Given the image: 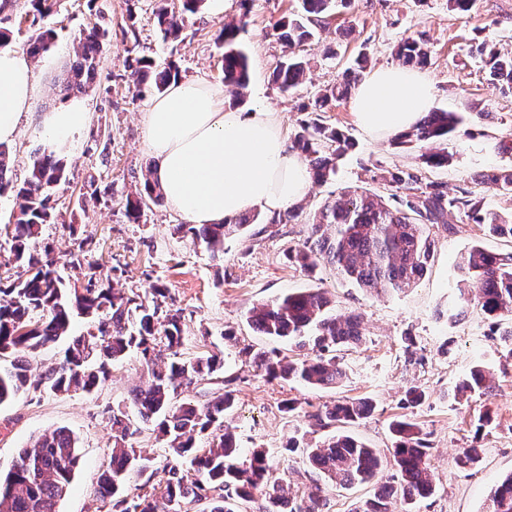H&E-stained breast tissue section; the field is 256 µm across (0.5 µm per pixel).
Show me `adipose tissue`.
<instances>
[{
	"instance_id": "obj_1",
	"label": "adipose tissue",
	"mask_w": 512,
	"mask_h": 512,
	"mask_svg": "<svg viewBox=\"0 0 512 512\" xmlns=\"http://www.w3.org/2000/svg\"><path fill=\"white\" fill-rule=\"evenodd\" d=\"M36 90L25 53L1 48L0 143L14 140ZM431 100L432 85L418 71L389 67L364 78L351 104L360 128L382 135L409 130ZM88 120L75 99L44 114L42 124L52 141L62 143ZM144 146L167 202L191 224H220L256 208L284 211L296 206L311 184L278 113L225 107L221 88L206 81L172 83L153 100Z\"/></svg>"
}]
</instances>
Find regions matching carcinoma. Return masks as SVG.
I'll return each mask as SVG.
<instances>
[{
  "label": "carcinoma",
  "instance_id": "obj_1",
  "mask_svg": "<svg viewBox=\"0 0 512 512\" xmlns=\"http://www.w3.org/2000/svg\"><path fill=\"white\" fill-rule=\"evenodd\" d=\"M206 0H182L180 13L166 7L158 10L163 39L181 37L184 19L197 13ZM243 12L238 22L224 24L217 40L224 44V83L242 96L249 83V56L238 40L247 25L252 0H240ZM348 7L351 0H301V12L276 22L274 30L288 54L272 72V80L284 93L295 92L305 81L308 62L296 49L311 42L323 19L337 5ZM108 32L92 25L80 32L76 60L62 74L58 95L66 99L86 89L100 63ZM54 40L49 29H37L27 42L33 58L48 52ZM490 81L512 90V53H503L485 44L477 46ZM408 66L424 67L430 59L427 43L407 38L396 50ZM357 67L345 71L342 81L320 90L314 111L322 112L331 103L348 98L366 69V55ZM128 82L136 95L162 94L178 80L179 68L170 63L159 69L146 59L129 65ZM464 123L458 112L432 109L409 130L396 135L401 145L427 147L422 165L391 169L363 166L372 182L400 190L385 202L376 193L348 190L326 202L310 224L311 234L303 247L288 251L304 270L312 271L322 262L353 287L370 293L404 292L427 273L434 256L431 228L450 229L457 217L491 236L512 239V216L504 217L484 206L468 191L449 195L448 189L428 180L425 168L448 164V138ZM356 148L343 130L314 118L301 123L292 149L298 151L312 179L325 183L336 175L337 165ZM482 180L512 194V170L482 175ZM66 181L65 168L52 153H39L28 178L20 185L13 181L9 148L0 144V195L12 192L16 211L13 222L4 225L9 245V264L22 270L17 277L10 269L0 271V406L17 396L41 387L45 391L91 393L109 377L110 366L133 348L140 350L146 365L147 381L131 396L144 423L152 422L158 436L166 440L177 460L164 468L161 496L124 494L132 472L147 470L149 459L134 446L139 432L125 410H112L113 448L110 461L98 479L97 499L111 512H179L181 505L208 501L209 512H240L243 502L260 501L259 512H323L325 499L319 478L342 488L376 482L373 498L351 512H389L388 503L399 496L412 512L418 501L435 492L430 464V446L419 424L405 413L393 419L389 454L349 435L346 427L368 418L375 405L370 399H344L308 415L313 426L330 431L321 442L310 445L293 437L286 450L301 453L303 463L317 476L305 497L289 498L282 480L263 448H254L241 460L236 436L226 425L235 403L238 376L224 375V358L208 353L195 358L179 357L184 344L181 316L162 309L158 300L147 302L129 296L109 284L100 265L87 262L84 278L90 288L79 296L59 275L51 249L34 252L45 225L54 223L55 206L49 190ZM160 205L164 201L158 184L147 179L144 189L126 197L129 219L136 223L145 199ZM262 223L260 214L245 213L222 224H178L176 231L191 237L216 255L224 253V243L243 236L253 224ZM455 268L459 275V295L448 306V318L463 316L472 305L495 323L512 325V252L497 254L480 246L462 253ZM95 323V330L79 336L71 334L75 318ZM247 321L258 333L288 341L291 351L316 350L313 359H299L279 352H259L255 366L273 379L298 381L312 386H337L345 371L337 353L362 343L356 329L357 318L336 313L323 292L299 291L261 303L248 312ZM58 341L66 343L63 356L53 365L33 373L26 355ZM170 352L169 361L161 359ZM217 380L222 388L200 404L177 402L178 390L201 381ZM492 378L481 365L462 377L456 394L492 392ZM224 429L219 434L217 430ZM205 440L204 447L198 441ZM482 461V449L463 451L457 464L474 469ZM79 464L77 440L70 430L58 427L46 431L23 448L12 469L0 477V512H57L56 507L69 489ZM485 512H512V475L490 494Z\"/></svg>",
  "mask_w": 512,
  "mask_h": 512
}]
</instances>
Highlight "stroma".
Returning <instances> with one entry per match:
<instances>
[{"label": "stroma", "instance_id": "1", "mask_svg": "<svg viewBox=\"0 0 512 512\" xmlns=\"http://www.w3.org/2000/svg\"><path fill=\"white\" fill-rule=\"evenodd\" d=\"M297 6L298 0H254L245 16L239 0H207L199 13L186 18L180 39L167 42L157 21L158 0H58L54 12L38 23L54 29L56 41L32 61L40 92L9 145L13 177L24 180L34 153L50 145L39 118L61 104L55 84L75 57L81 30L95 23L107 28L96 78L80 96L89 123L57 152L67 180L51 190L57 220L45 226L43 240L52 248L58 272L70 282H82L85 267L69 263L71 255L82 254L126 292L147 298L153 286H165L169 307L182 316V358L212 351L223 355L225 374L240 378L228 422L241 451L266 448L287 493L300 494L311 483V472L285 450L294 436L310 443L319 440L309 413L342 398L372 399L373 414L350 431L385 451L391 446L388 425L402 413L400 400L407 388L417 386L427 399L412 416L431 447L435 493L419 501L416 512H482L490 489L512 473V340L498 336L492 320L478 308H470L453 324L443 313L457 294L455 263L460 254L474 245L507 253L512 240L485 236L464 218L449 231L436 227L434 259L426 275L408 291L378 296L354 288L331 266L307 272L287 257L288 249L307 240L312 218L326 201L344 190L367 187L364 166L417 164L421 146H398L392 136L365 133L346 99L320 119L347 131L357 148L333 180L311 185L294 223L273 224L262 234L228 241L223 255L215 257L190 237L175 234L181 218L169 205L145 206L136 224L125 214L127 195L142 189L153 168L143 145L151 99L136 96L129 87V63L140 57L159 65L171 61L182 79L223 84V49L217 36L225 23L242 16L247 26L239 40L250 57V82L243 103H235L229 92L224 103L243 112L260 105L279 112L289 138L308 117L305 105L321 88L335 84L359 51H367L370 69L396 67L399 42L408 37L426 40L431 60L423 74L434 87L431 105L461 113L467 127L449 139L448 165L427 175L445 183L449 194L468 190L490 208L512 213L511 195L479 181L480 174L512 168V155L495 147L497 140L512 138V92L488 81L474 52L483 42L512 51V0H477L464 17L449 9L448 0H354L351 7L331 14L318 39L305 46L311 68L305 84L288 94L271 79L284 55L273 27ZM305 290L327 292L338 312L360 318L362 344L339 355L346 371L340 387L271 380L252 362V352H284L288 345L254 331L246 321L249 309ZM228 331L233 339H225ZM409 344L417 362L407 359ZM475 364L492 372L493 394L454 398L456 383ZM145 378L143 360L133 351L112 366L110 379L93 393H30L0 406V473L13 466L33 437L68 428L78 439L80 461L58 512H99L95 488L112 450L110 412L130 406L132 391ZM289 401L296 405L291 415L283 410ZM485 414L489 422L480 423ZM136 445L150 457V471L132 476L125 487L130 495L144 485H158L173 459L152 424H142ZM473 445L483 450L480 465L472 470L458 467L456 457Z\"/></svg>", "mask_w": 512, "mask_h": 512}]
</instances>
